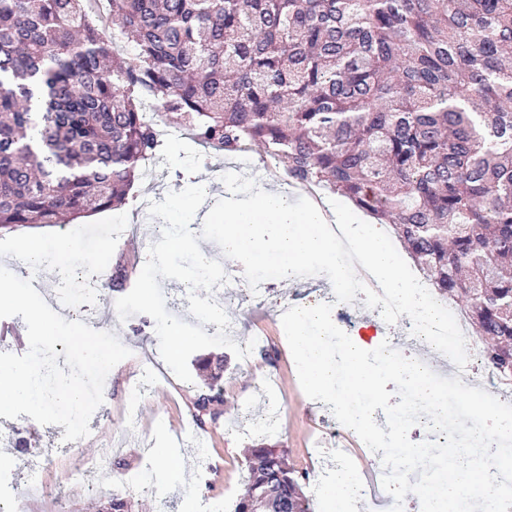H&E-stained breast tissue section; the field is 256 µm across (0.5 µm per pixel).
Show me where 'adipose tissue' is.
Listing matches in <instances>:
<instances>
[{
    "mask_svg": "<svg viewBox=\"0 0 512 512\" xmlns=\"http://www.w3.org/2000/svg\"><path fill=\"white\" fill-rule=\"evenodd\" d=\"M291 351L299 374L309 390L332 399L369 391L381 373L392 369V362L366 364L362 353L369 335L359 331L341 343L324 307L307 305L286 315Z\"/></svg>",
    "mask_w": 512,
    "mask_h": 512,
    "instance_id": "1",
    "label": "adipose tissue"
}]
</instances>
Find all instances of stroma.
I'll list each match as a JSON object with an SVG mask.
<instances>
[{"instance_id":"stroma-1","label":"stroma","mask_w":512,"mask_h":512,"mask_svg":"<svg viewBox=\"0 0 512 512\" xmlns=\"http://www.w3.org/2000/svg\"><path fill=\"white\" fill-rule=\"evenodd\" d=\"M235 170L267 188H286L290 200L307 194L304 188L287 186L283 164L266 165L259 148L230 156L205 150L174 132L165 136L160 158L143 167L125 206L70 224L40 226V233L49 239L75 242V250L58 263L79 270L89 283L88 293L65 311V319L73 320L76 310H85L96 327L114 333L131 355L107 375L104 402L92 415L85 438L67 442L62 426H44L25 414L15 419L0 416V499H23L21 512H109L116 495L129 500L131 512H234L247 483L248 451L267 444L287 449L290 465L306 473L303 491L313 512H322L321 482L314 473L317 449L346 448L347 468L362 482H370L369 454L352 439L349 428L335 419L328 404L305 395L284 341L285 310L316 301L322 302L333 318L338 336L346 337L356 330L360 315L366 311L363 297L350 303L326 298L330 280L322 274L275 279L261 290L246 287L230 296L224 289H213L212 298L222 300L238 335L248 340L262 337L275 351V359L259 355L247 365L228 348L203 349L189 359L192 382L158 384L143 393L136 405L128 403L129 390L144 379L142 355L159 352L150 316L136 314L123 321L115 309L116 300L122 292L131 291L144 266L141 245L159 239L157 229L150 226L147 205L163 201L168 192L200 184L206 188L204 206L212 208L229 195L222 182L224 172ZM117 219L126 226L121 237L112 231ZM118 269L123 272V288L109 290L106 284ZM205 363L216 378V387L222 388L225 403L216 420L200 426L192 418V409L204 385L200 367ZM274 404L282 407L283 415L280 426L271 431L260 427L259 422ZM246 413L257 420V428L240 429L239 421ZM20 435L26 438L30 457L40 463L41 472L29 470L18 459L15 440ZM115 440L122 441L123 446L113 453L109 467L82 479L80 485H71L66 458L96 459ZM161 448L179 449L185 457L192 449H202L209 457V466L197 469L191 487L158 490L156 483L162 472L157 451ZM42 476L55 486V496H24L26 486Z\"/></svg>"}]
</instances>
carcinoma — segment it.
Returning <instances> with one entry per match:
<instances>
[{
    "label": "carcinoma",
    "instance_id": "obj_1",
    "mask_svg": "<svg viewBox=\"0 0 512 512\" xmlns=\"http://www.w3.org/2000/svg\"><path fill=\"white\" fill-rule=\"evenodd\" d=\"M0 0V229L126 203L159 123L390 225L512 385V0ZM205 392L194 420L216 419ZM234 512H311L251 450Z\"/></svg>",
    "mask_w": 512,
    "mask_h": 512
}]
</instances>
